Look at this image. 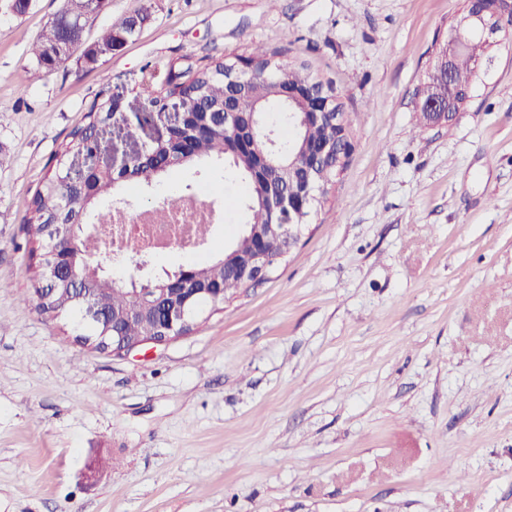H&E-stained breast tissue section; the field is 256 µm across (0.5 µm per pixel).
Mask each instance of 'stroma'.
Segmentation results:
<instances>
[{"instance_id": "35a3bbf8", "label": "stroma", "mask_w": 512, "mask_h": 512, "mask_svg": "<svg viewBox=\"0 0 512 512\" xmlns=\"http://www.w3.org/2000/svg\"><path fill=\"white\" fill-rule=\"evenodd\" d=\"M65 0L0 12V512H512V36L452 125L417 89L464 0H111L148 7L111 58L31 83L28 49ZM306 61L354 112L353 151L298 247L192 333L115 355L40 316L25 218L100 92L143 111L141 70L254 45ZM245 215L236 172L184 169L107 205L201 183Z\"/></svg>"}]
</instances>
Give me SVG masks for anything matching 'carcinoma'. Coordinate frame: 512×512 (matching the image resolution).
<instances>
[{
  "label": "carcinoma",
  "mask_w": 512,
  "mask_h": 512,
  "mask_svg": "<svg viewBox=\"0 0 512 512\" xmlns=\"http://www.w3.org/2000/svg\"><path fill=\"white\" fill-rule=\"evenodd\" d=\"M149 18L146 11L123 18L118 23L102 30L95 41L87 46L79 45L78 60L88 67L96 66L101 60V50L109 53L119 50L123 43L119 37L128 33V29L145 22ZM60 38V30L55 21H50L42 33L32 43L30 53L35 67L29 72L28 81L35 82L43 78L52 67L46 65V48ZM459 48L451 55L450 69L452 82L448 88L439 86L434 77H427L418 89V96L426 103L430 99L444 95L448 97L447 121L462 109V103L468 101L477 77V63L485 56L491 44L478 34H470L462 29L458 33ZM277 53L269 52L257 45L243 59L254 66L256 75L242 86L234 81L232 67L226 59H209L205 63L193 62L184 57L171 60L162 66L145 65L139 95L149 107L143 113L144 120L160 118L164 112L176 107L188 108L196 113L201 121L192 138L190 150L182 155L181 162L170 163L173 154L167 145H148L144 150L147 158L135 159L125 179L120 182L107 172H93L84 179L76 172H69L67 161L79 155L83 158V168L98 165L97 135L101 126L114 117L112 97L96 102L87 113L88 123L73 134V140L66 144L56 156L54 173L45 178L35 192L31 211L25 219L29 224V254L39 257L40 262H49L47 255L52 248L60 247L71 254L78 255L75 267L65 266L66 271H74L79 279V287L86 289L85 298L78 302H69L61 293H43V288H62L64 279L54 280L39 274L34 284L36 311L47 319H65L70 323L75 341L82 346L101 348L96 341L100 335L99 327L85 318L88 308L104 316L103 325H112L121 335L136 339L155 331L157 315L161 305L154 304V298L134 297V286L114 283L104 279V274H96L88 267L101 265L98 260L99 247L95 242L83 244L71 241L70 230L94 219L103 226L112 215V209L99 207L100 199L114 192L126 182L140 187H149L169 171L178 168H198L215 163H224L234 169L247 185V195L243 202L247 223L268 224L271 215L267 206V195L281 189L295 196L301 195L308 180H313L320 191L317 205H322L327 194L326 186L332 182L333 170L327 160L318 161L312 172L288 174V157L282 156L273 161V166L263 170L260 187L253 186L250 175L254 152H243L236 157L227 155L230 137L224 132V123L218 115L224 111V102L241 95L248 106L257 105L261 112L270 106H280L278 90L281 88L312 90L323 84L307 72L304 64L296 61L286 62L276 59ZM332 135L327 126L311 122L303 128H291L290 146L310 144L322 141ZM232 248L198 264L188 267L192 274L182 278L186 288H202L219 285L224 294H229L245 283L230 268Z\"/></svg>",
  "instance_id": "1"
}]
</instances>
